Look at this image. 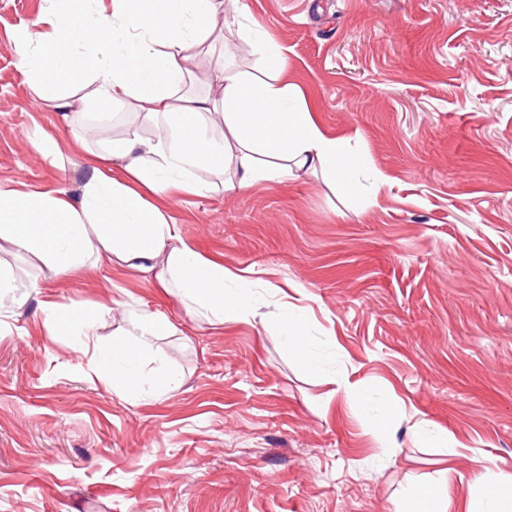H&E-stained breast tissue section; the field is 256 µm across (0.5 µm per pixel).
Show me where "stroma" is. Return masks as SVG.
<instances>
[{"instance_id":"1","label":"stroma","mask_w":512,"mask_h":512,"mask_svg":"<svg viewBox=\"0 0 512 512\" xmlns=\"http://www.w3.org/2000/svg\"><path fill=\"white\" fill-rule=\"evenodd\" d=\"M213 5L235 22L195 46L182 94L220 97L221 63L264 78L268 33L316 121L368 165L348 196L320 171L237 192L203 171L202 194L167 200L188 245L246 273L224 300L248 322L194 316L119 266L55 278L0 246L26 297L0 318V512H395L446 482L500 512L469 466L481 452L512 475V0ZM41 9L0 0V185L76 196L90 156L12 50ZM90 112L108 115L95 149L156 133L120 103ZM52 300L96 308L105 345L136 341L139 311L172 320L137 361L138 397L45 325ZM283 302L296 353L265 321Z\"/></svg>"}]
</instances>
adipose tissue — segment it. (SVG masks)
<instances>
[{"instance_id": "adipose-tissue-1", "label": "adipose tissue", "mask_w": 512, "mask_h": 512, "mask_svg": "<svg viewBox=\"0 0 512 512\" xmlns=\"http://www.w3.org/2000/svg\"><path fill=\"white\" fill-rule=\"evenodd\" d=\"M89 11L90 0H44L41 31H19L12 43L17 67L36 99L64 120L77 122L91 100L119 102L150 116L159 133L113 141L93 163L80 198L0 186V239L56 276L89 260L153 274L159 287L179 288L195 312L223 319V264L182 240L162 200L200 194L199 171L220 176L229 167L232 190L318 168L349 192L357 162L308 110L289 107L286 56L276 43L267 45L271 78L255 81L221 67V101L176 99L199 36L224 38L212 0H112L111 12L92 19ZM209 124L228 128L229 137L206 136ZM46 309L53 332L78 333L92 346L93 370L107 376L113 393L137 395L134 376L103 363L107 352L116 361L135 360L137 347L123 340L106 350L96 346L95 310L57 302Z\"/></svg>"}]
</instances>
